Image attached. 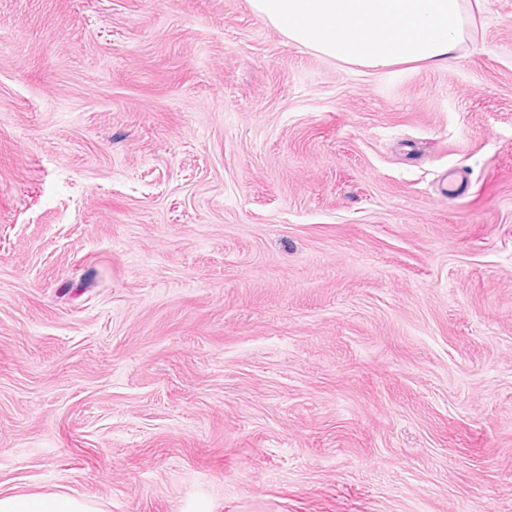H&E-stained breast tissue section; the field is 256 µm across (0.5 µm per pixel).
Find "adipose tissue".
Listing matches in <instances>:
<instances>
[{"instance_id":"1","label":"adipose tissue","mask_w":512,"mask_h":512,"mask_svg":"<svg viewBox=\"0 0 512 512\" xmlns=\"http://www.w3.org/2000/svg\"><path fill=\"white\" fill-rule=\"evenodd\" d=\"M289 39L370 69L447 61L465 34L471 0H249ZM0 512H102L59 492L0 496Z\"/></svg>"}]
</instances>
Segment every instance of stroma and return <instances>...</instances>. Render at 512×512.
Instances as JSON below:
<instances>
[{"label": "stroma", "instance_id": "stroma-1", "mask_svg": "<svg viewBox=\"0 0 512 512\" xmlns=\"http://www.w3.org/2000/svg\"><path fill=\"white\" fill-rule=\"evenodd\" d=\"M40 492L512 512V0L382 70L248 0H0V494Z\"/></svg>", "mask_w": 512, "mask_h": 512}]
</instances>
